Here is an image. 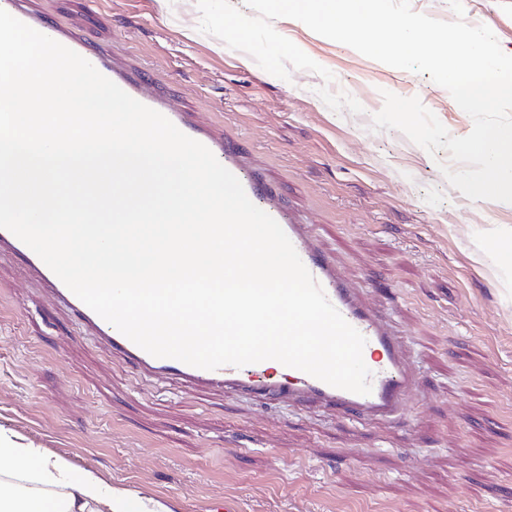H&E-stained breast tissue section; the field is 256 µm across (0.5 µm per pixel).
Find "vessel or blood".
Returning <instances> with one entry per match:
<instances>
[{"label":"vessel or blood","mask_w":512,"mask_h":512,"mask_svg":"<svg viewBox=\"0 0 512 512\" xmlns=\"http://www.w3.org/2000/svg\"><path fill=\"white\" fill-rule=\"evenodd\" d=\"M0 8L78 53L131 97L160 112L184 134L223 157L225 167L240 180L251 202L283 228L330 303L365 337L363 355L372 361L371 392L361 395L335 388L294 368H273L266 360L241 368L225 365L203 370L175 359L153 357L87 307L29 247L3 228L0 252L23 256L31 272L48 285L52 300L66 304L79 316L88 333L100 337L113 354L160 383L180 381L201 388L227 387L292 406L330 408L361 421L403 418L404 406L415 385L406 341L396 336L375 309L349 287L338 269L319 251L305 226L287 218L272 193L242 164L233 141L225 139L223 130L204 123H187L178 106L155 90L153 76L114 62L111 54L92 49L67 27L47 29L42 18L27 9L26 0H0Z\"/></svg>","instance_id":"obj_1"}]
</instances>
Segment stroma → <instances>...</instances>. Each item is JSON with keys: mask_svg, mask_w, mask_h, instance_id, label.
I'll use <instances>...</instances> for the list:
<instances>
[{"mask_svg": "<svg viewBox=\"0 0 512 512\" xmlns=\"http://www.w3.org/2000/svg\"><path fill=\"white\" fill-rule=\"evenodd\" d=\"M116 60L159 76L189 119L237 138L295 223L409 344L406 417L339 413L153 383L53 305L21 258L0 257V429L171 512H512V275L488 232L512 207L473 201L396 130L382 93L419 97L455 137L473 121L428 75L372 60L280 18L330 70L277 78L198 31L196 0H30ZM512 50V0H462ZM362 113L330 110L321 86Z\"/></svg>", "mask_w": 512, "mask_h": 512, "instance_id": "1", "label": "stroma"}]
</instances>
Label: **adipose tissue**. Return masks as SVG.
<instances>
[{"instance_id": "ef3b65f1", "label": "adipose tissue", "mask_w": 512, "mask_h": 512, "mask_svg": "<svg viewBox=\"0 0 512 512\" xmlns=\"http://www.w3.org/2000/svg\"><path fill=\"white\" fill-rule=\"evenodd\" d=\"M0 470L14 475L11 483L0 482V512H145L141 499L123 489H104L88 471L73 470L61 460L43 457L38 449L24 448L0 432ZM46 488L62 487V499L50 496L24 497L21 480Z\"/></svg>"}]
</instances>
